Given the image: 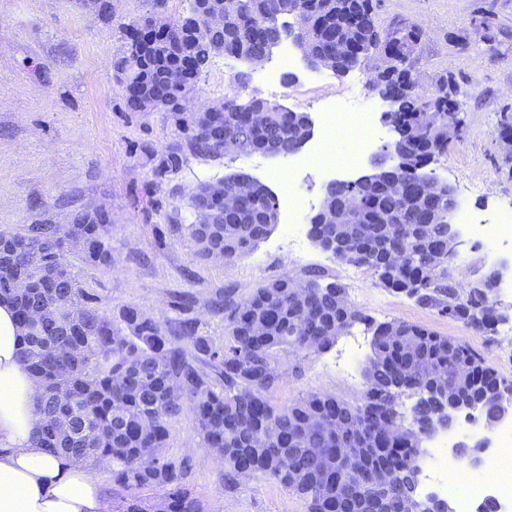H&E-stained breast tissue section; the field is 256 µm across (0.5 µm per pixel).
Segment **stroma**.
<instances>
[{"label": "stroma", "instance_id": "stroma-1", "mask_svg": "<svg viewBox=\"0 0 512 512\" xmlns=\"http://www.w3.org/2000/svg\"><path fill=\"white\" fill-rule=\"evenodd\" d=\"M113 19L78 7L75 0H0V230L27 224H66L73 209L101 211L112 233V264L95 266L81 250L66 256L68 269L106 316L130 305L174 327L197 319L204 335L224 342V318L213 312L216 292L241 298L290 275L303 279L320 269L329 280L357 289L362 321L337 336L328 350L283 357V379L273 398L287 405L314 393L349 402L366 388L365 367L373 355V327L394 320L425 327L465 343L486 366L512 378V362L500 356L502 335L512 328V292L498 289L503 321L479 332L415 299L381 287L372 270L345 264L315 245L309 234L290 241L284 223L241 258L202 260L193 240L179 232L191 223L183 197L198 183L245 172L282 195L287 177L281 158L229 153L218 161L189 158L176 175L155 181L148 152L176 147L179 137L157 112L126 111L112 60L122 47L119 23L153 14L152 0H112ZM380 28L419 26L424 37L413 74L416 91L437 83L464 92L458 132L431 167L451 184L458 202L482 218L512 208V139L500 128L512 124V0H382ZM380 58L340 74L313 69L306 59L287 72L275 61L244 67L215 58L196 87L194 102L207 105L236 89V75L249 70V94L278 99L299 112L310 103L357 93V105L381 114L385 105L367 82ZM188 298L187 310L176 306ZM358 351H350L352 337ZM167 458H191L186 483L208 512H306L304 502L278 484L239 479L224 487V464L202 448L191 411L172 419Z\"/></svg>", "mask_w": 512, "mask_h": 512}]
</instances>
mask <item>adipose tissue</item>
<instances>
[{"mask_svg": "<svg viewBox=\"0 0 512 512\" xmlns=\"http://www.w3.org/2000/svg\"><path fill=\"white\" fill-rule=\"evenodd\" d=\"M12 305L0 301V512H110L87 464L34 445L38 385L20 359Z\"/></svg>", "mask_w": 512, "mask_h": 512, "instance_id": "1", "label": "adipose tissue"}]
</instances>
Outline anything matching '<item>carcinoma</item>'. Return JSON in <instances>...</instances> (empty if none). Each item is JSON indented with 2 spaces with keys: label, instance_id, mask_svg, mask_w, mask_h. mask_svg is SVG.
<instances>
[{
  "label": "carcinoma",
  "instance_id": "carcinoma-1",
  "mask_svg": "<svg viewBox=\"0 0 512 512\" xmlns=\"http://www.w3.org/2000/svg\"><path fill=\"white\" fill-rule=\"evenodd\" d=\"M379 0H189L195 14L218 13L219 25L204 22L207 34L198 39L194 27L181 18L160 28L152 18L120 24L123 44L113 60L127 110L142 111L145 95L162 99L166 122L178 132L182 145L150 154L153 176L163 181L181 171L188 156L224 158L223 138L236 142L237 153L279 151L295 146L306 113L279 102H267L262 123L253 121L248 102L241 97L250 80L237 73L238 90L224 95V107L209 113V123L188 131L177 123V113L167 108L182 94L166 82L168 72L189 63L190 84L197 85L212 60L232 57L254 65L269 59L283 42L282 15L300 7L294 21L297 39L309 52L331 61L338 73L353 63L354 49L369 40L397 48L392 71L370 78L371 88L396 101L402 136L398 151L409 167L397 175H381L360 192L361 205L348 224H320L310 218L317 236L346 244L336 253L342 262L366 266L379 284L396 293L415 291L416 302L441 314L464 320L476 329L486 324L466 315L479 306L496 311L497 302L485 297L476 282L459 294L455 260L437 253L448 239V202L436 209L435 222L427 223L430 205L418 190L420 168L448 150V137L434 127L448 122V107L463 101L449 98L448 81L436 85L432 96L421 98L401 80L413 72L414 55L423 31L397 25L381 31L377 23ZM247 180L249 195L235 210L224 211L221 198L203 196L199 185L188 195L193 213L206 206L212 223L186 224L197 246V256H222L226 261L251 251L265 240L275 225L278 204L270 189L245 173L224 176V187L235 188ZM394 180L405 184L402 195L389 192ZM81 244L85 260L112 265L110 226L95 213L77 209L69 224H28L18 231L0 232V298L13 303L21 328V359L38 380V408L42 424L33 441L52 453L81 457L89 463L111 462L112 484L125 492L117 512H152L154 506L139 495L144 488L159 492L165 512H205L203 502L184 484L190 459L180 465L164 452L168 424L184 410L195 415L203 447L217 452L224 462V487L232 488L249 474L271 480L301 498L307 512H414L419 497L420 447L402 431L401 396L416 386L435 389L466 402L491 407L501 397L498 385L506 383L495 370L463 343L424 327L401 321L379 324L374 331L373 355L365 369L366 390L349 402L330 393H316L287 406H277L268 394L281 381L280 356L290 350H328L336 337L363 319L349 303L345 288L325 287L323 272H307L311 289L303 300L292 292L294 278L263 284L244 298L224 295V330L227 340L217 346L200 333L199 322L186 318L177 323L174 336L192 345L190 357L163 323L133 306L107 318L94 305L93 296L72 276L58 271L59 259L73 241ZM390 248L420 253L433 260L419 266L387 265ZM17 278L28 281L18 292ZM82 314L70 318L72 307ZM308 319L301 322L302 308ZM41 309L46 318L35 321L31 312ZM258 325L263 334L253 336ZM212 368L217 377L204 367ZM177 387L180 396H171ZM67 416L83 420L66 435L56 420ZM386 470L393 475L386 493L377 494L373 475Z\"/></svg>",
  "mask_w": 512,
  "mask_h": 512
}]
</instances>
